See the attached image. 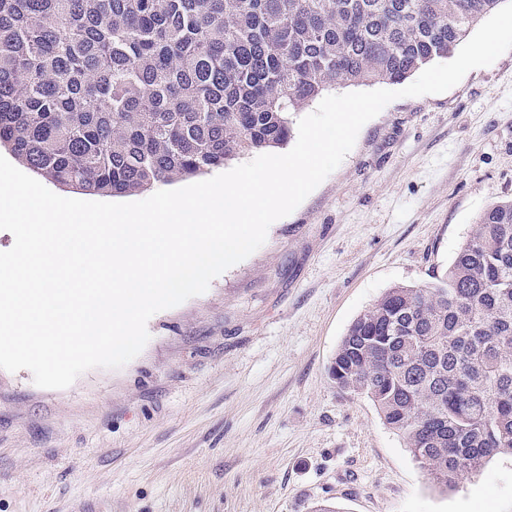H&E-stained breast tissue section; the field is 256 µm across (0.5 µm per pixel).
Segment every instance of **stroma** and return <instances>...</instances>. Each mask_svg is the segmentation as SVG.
Returning a JSON list of instances; mask_svg holds the SVG:
<instances>
[{"label":"stroma","mask_w":512,"mask_h":512,"mask_svg":"<svg viewBox=\"0 0 512 512\" xmlns=\"http://www.w3.org/2000/svg\"><path fill=\"white\" fill-rule=\"evenodd\" d=\"M512 198V50L399 98L265 243L68 388L0 369V512H512V458L433 486L329 367L388 289L436 281Z\"/></svg>","instance_id":"stroma-1"}]
</instances>
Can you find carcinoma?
Wrapping results in <instances>:
<instances>
[{
	"label": "carcinoma",
	"instance_id": "carcinoma-1",
	"mask_svg": "<svg viewBox=\"0 0 512 512\" xmlns=\"http://www.w3.org/2000/svg\"><path fill=\"white\" fill-rule=\"evenodd\" d=\"M502 0H0V146L112 196L288 142L338 86L401 83ZM448 491L512 457V198L438 282L360 313L330 366Z\"/></svg>",
	"mask_w": 512,
	"mask_h": 512
}]
</instances>
